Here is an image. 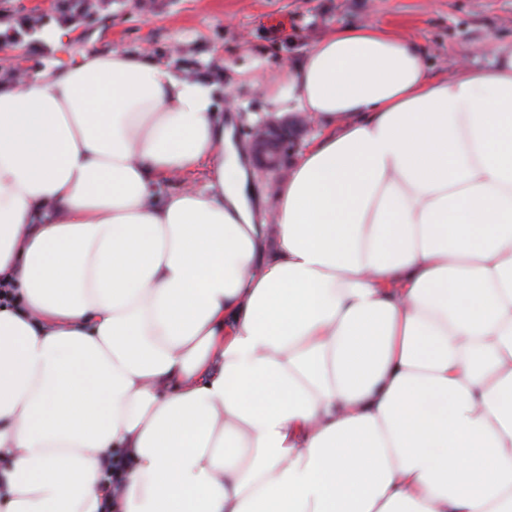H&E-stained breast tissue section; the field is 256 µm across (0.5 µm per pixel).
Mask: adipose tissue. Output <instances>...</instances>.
Wrapping results in <instances>:
<instances>
[{"label":"adipose tissue","mask_w":512,"mask_h":512,"mask_svg":"<svg viewBox=\"0 0 512 512\" xmlns=\"http://www.w3.org/2000/svg\"><path fill=\"white\" fill-rule=\"evenodd\" d=\"M288 98L263 217L204 82L0 84V512H512V50L436 79L366 21ZM211 175L210 168L207 165H202L193 173L161 180L157 188V194L174 193L189 187L201 190L209 181Z\"/></svg>","instance_id":"adipose-tissue-1"}]
</instances>
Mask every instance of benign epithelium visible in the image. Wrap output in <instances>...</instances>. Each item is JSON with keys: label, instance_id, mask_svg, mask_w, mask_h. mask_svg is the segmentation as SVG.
Wrapping results in <instances>:
<instances>
[{"label": "benign epithelium", "instance_id": "7a95c632", "mask_svg": "<svg viewBox=\"0 0 512 512\" xmlns=\"http://www.w3.org/2000/svg\"><path fill=\"white\" fill-rule=\"evenodd\" d=\"M308 128L307 119L294 115L279 121L261 119L250 130V149L262 172L279 169L281 159L296 148L297 135Z\"/></svg>", "mask_w": 512, "mask_h": 512}]
</instances>
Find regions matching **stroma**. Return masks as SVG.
<instances>
[{
	"mask_svg": "<svg viewBox=\"0 0 512 512\" xmlns=\"http://www.w3.org/2000/svg\"><path fill=\"white\" fill-rule=\"evenodd\" d=\"M105 0L111 26L84 42L147 53L188 77L214 84L215 105L249 151L247 129L259 118L293 114L275 105L284 69L329 31L366 20L416 40L431 73L454 78L460 67L486 68L512 47V0Z\"/></svg>",
	"mask_w": 512,
	"mask_h": 512,
	"instance_id": "1",
	"label": "stroma"
}]
</instances>
